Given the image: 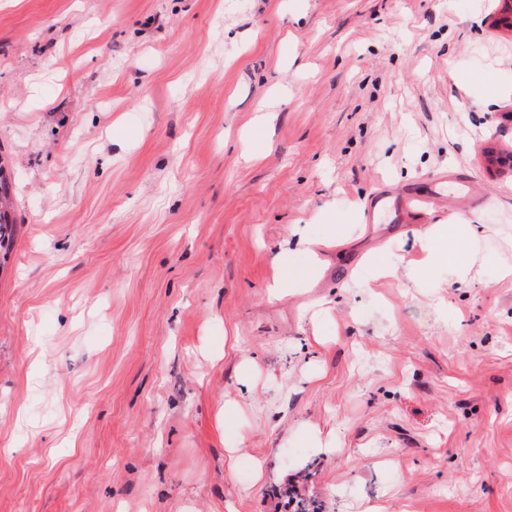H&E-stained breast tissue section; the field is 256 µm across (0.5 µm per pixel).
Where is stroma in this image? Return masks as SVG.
<instances>
[{"mask_svg": "<svg viewBox=\"0 0 512 512\" xmlns=\"http://www.w3.org/2000/svg\"><path fill=\"white\" fill-rule=\"evenodd\" d=\"M502 7L0 0V512H290L291 476L308 512H512ZM446 172L483 188L430 218L478 226L464 283L362 221ZM302 228L321 272L276 292ZM10 183L1 172L0 167V256L4 258L11 250L15 236L16 226L10 213Z\"/></svg>", "mask_w": 512, "mask_h": 512, "instance_id": "obj_1", "label": "stroma"}]
</instances>
